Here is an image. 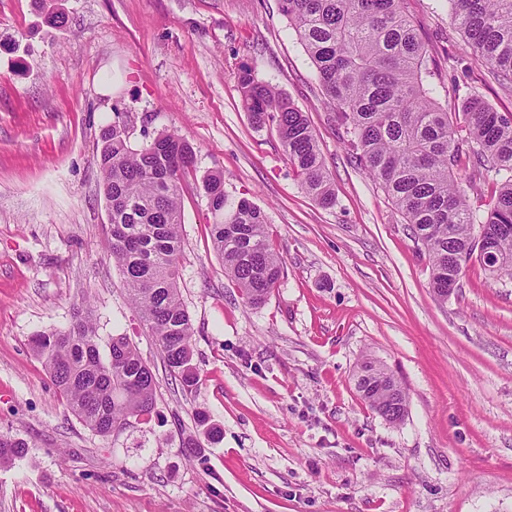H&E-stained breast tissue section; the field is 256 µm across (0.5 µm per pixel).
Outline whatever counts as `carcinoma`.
I'll return each instance as SVG.
<instances>
[{"mask_svg": "<svg viewBox=\"0 0 512 512\" xmlns=\"http://www.w3.org/2000/svg\"><path fill=\"white\" fill-rule=\"evenodd\" d=\"M403 0H279L311 59L325 104L343 129L342 144L354 163L380 185L431 264L434 293L448 289L473 255L492 274L512 276V114L497 112L480 95L454 112L425 87L428 51ZM448 15L472 53L512 85V0H448ZM252 123L275 128L293 171L323 207L336 203L308 117L269 83L244 67L238 74ZM465 127L466 135L458 134ZM99 167L112 210L109 255L118 267L140 323L155 336L164 360L186 390L199 375L193 364V326L178 288L182 252L184 179L195 152L175 133L131 147L124 122L101 134ZM497 181L492 206L472 207L454 168L462 158ZM203 189L213 218L214 250L243 300L263 304L277 287L285 259L270 243L264 211L249 199L231 201L224 176L208 174ZM484 246L480 252L476 237ZM67 406L93 432L108 437L131 417H150L155 380L136 347L114 336L103 355L94 324L79 318L66 329L32 338ZM358 392L378 413L402 421L407 395L394 375L372 359L355 373ZM26 444L0 434V463L25 453Z\"/></svg>", "mask_w": 512, "mask_h": 512, "instance_id": "carcinoma-1", "label": "carcinoma"}]
</instances>
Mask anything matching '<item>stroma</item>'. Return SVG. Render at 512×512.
Wrapping results in <instances>:
<instances>
[{
	"label": "stroma",
	"instance_id": "obj_1",
	"mask_svg": "<svg viewBox=\"0 0 512 512\" xmlns=\"http://www.w3.org/2000/svg\"><path fill=\"white\" fill-rule=\"evenodd\" d=\"M404 7L439 102L476 93L512 113V87L445 0ZM245 66L308 116L335 205L314 202L275 130L252 124ZM117 115L133 145L174 132L195 152L178 280L200 376L189 391L108 256L98 158ZM216 171L265 212L285 259L258 307L213 249L202 179ZM85 316L101 342L129 337L156 383L149 419L108 437L68 410L30 346ZM366 358L403 385V422L357 392ZM1 433L28 450L0 464V512H512V277L473 259L448 298L433 292L427 256L342 146L278 0H0ZM190 433L203 445L191 461Z\"/></svg>",
	"mask_w": 512,
	"mask_h": 512
}]
</instances>
